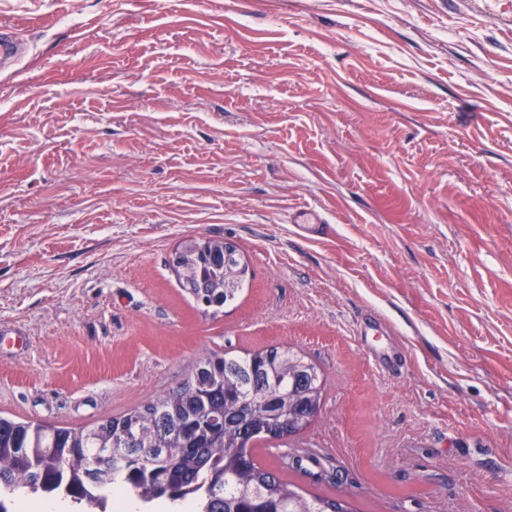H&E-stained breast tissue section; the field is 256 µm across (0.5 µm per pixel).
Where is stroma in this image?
Segmentation results:
<instances>
[{"label": "stroma", "instance_id": "1", "mask_svg": "<svg viewBox=\"0 0 512 512\" xmlns=\"http://www.w3.org/2000/svg\"><path fill=\"white\" fill-rule=\"evenodd\" d=\"M0 415L79 428L293 349L354 512H512V0H0ZM334 231L306 240L290 215ZM249 264L212 317L184 238ZM371 317L381 335L360 344ZM20 29L17 25L0 26V70L12 67L22 54Z\"/></svg>", "mask_w": 512, "mask_h": 512}]
</instances>
